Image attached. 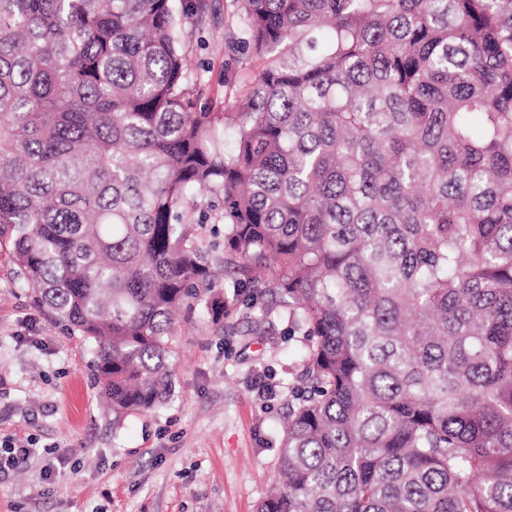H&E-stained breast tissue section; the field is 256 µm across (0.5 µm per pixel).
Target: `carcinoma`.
<instances>
[{
	"mask_svg": "<svg viewBox=\"0 0 512 512\" xmlns=\"http://www.w3.org/2000/svg\"><path fill=\"white\" fill-rule=\"evenodd\" d=\"M221 9L264 64L213 112ZM0 237L117 417L179 314L279 298L307 390L257 512H512V0H0ZM199 35L203 37L205 45H199L196 52L191 53V67L209 85V96L212 98L215 112L224 105V62L228 60L229 55V51L224 49L223 19L215 28L209 27Z\"/></svg>",
	"mask_w": 512,
	"mask_h": 512,
	"instance_id": "cac0c4a2",
	"label": "carcinoma"
}]
</instances>
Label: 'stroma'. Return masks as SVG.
<instances>
[{"label": "stroma", "mask_w": 512, "mask_h": 512, "mask_svg": "<svg viewBox=\"0 0 512 512\" xmlns=\"http://www.w3.org/2000/svg\"><path fill=\"white\" fill-rule=\"evenodd\" d=\"M192 69L224 100V27L204 30ZM270 316L192 315L173 338L175 388L151 414L114 419L93 379V344L54 323L0 239V442L31 448L0 469V512H256L277 481L281 425L301 386L302 336ZM275 398L260 399L255 377Z\"/></svg>", "instance_id": "35a3bbf8"}]
</instances>
